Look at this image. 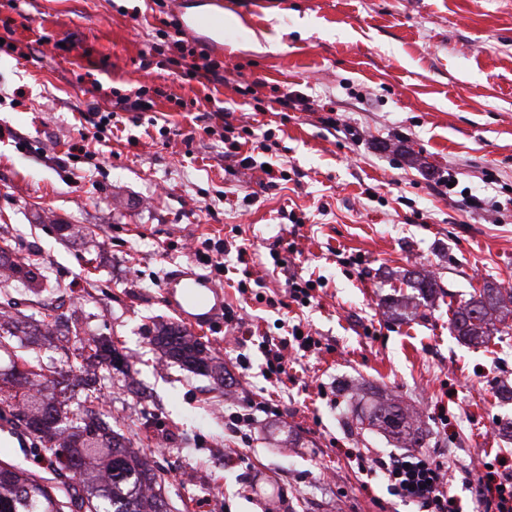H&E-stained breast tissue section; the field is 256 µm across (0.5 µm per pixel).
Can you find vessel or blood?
<instances>
[{
    "label": "vessel or blood",
    "mask_w": 512,
    "mask_h": 512,
    "mask_svg": "<svg viewBox=\"0 0 512 512\" xmlns=\"http://www.w3.org/2000/svg\"><path fill=\"white\" fill-rule=\"evenodd\" d=\"M162 297L193 328L209 326L224 308L223 289L190 267L179 269L165 279Z\"/></svg>",
    "instance_id": "obj_1"
}]
</instances>
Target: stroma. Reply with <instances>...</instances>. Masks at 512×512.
<instances>
[{
    "label": "stroma",
    "instance_id": "stroma-1",
    "mask_svg": "<svg viewBox=\"0 0 512 512\" xmlns=\"http://www.w3.org/2000/svg\"><path fill=\"white\" fill-rule=\"evenodd\" d=\"M219 11L223 47L203 30L184 38L208 47L223 82L153 52ZM4 34L0 228L18 255H41L59 313L126 355L128 371L105 370L102 401L114 429L142 442L171 512H419L355 460L399 453L355 428L363 400L381 396L420 414L421 453L451 474L458 512H498L479 483L512 476L500 463L512 460L500 429L512 401L496 393L512 383V327L464 345L448 303L512 283V0H0ZM142 85L153 113L118 112L97 140L86 113ZM287 91L318 110L281 108ZM219 108L255 167L227 170L221 134L204 133ZM264 161L285 179L269 183ZM449 175L457 189L437 193ZM464 189L483 207H466ZM53 219L85 232L60 238ZM214 236L248 252L223 255L231 315L197 333L224 365L220 382L154 342L181 322L163 281L209 273L190 246ZM424 271L444 296L416 318L390 313L405 275ZM289 272L317 281L310 302L268 306ZM296 324L319 347L291 354L288 382L266 380L264 341Z\"/></svg>",
    "mask_w": 512,
    "mask_h": 512
}]
</instances>
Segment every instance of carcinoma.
<instances>
[{"mask_svg":"<svg viewBox=\"0 0 512 512\" xmlns=\"http://www.w3.org/2000/svg\"><path fill=\"white\" fill-rule=\"evenodd\" d=\"M10 240L0 238V267L8 266L3 283L20 284L35 295L43 289L35 285L39 258L29 254L12 259ZM409 287L426 298L437 294L439 284L429 274H419ZM512 317V289L484 285L473 289L469 298L452 311L450 332L474 345L488 342L495 322ZM73 355L115 365L116 349L94 335L74 332ZM157 344L180 363L203 373H224L213 363L205 344L168 328L157 335ZM65 374H45L34 370L31 361L10 359L6 382L16 388L0 405L15 411L19 425L32 443V452L52 459L55 476L0 461V512H167L148 456L132 451L122 436L112 430L101 413V396L85 395L77 411L68 409L82 379L68 383L70 395L59 390ZM368 426L379 427L402 441L405 448H420L424 430L417 416L407 414L394 403L374 401L367 408Z\"/></svg>","mask_w":512,"mask_h":512,"instance_id":"obj_1","label":"carcinoma"}]
</instances>
